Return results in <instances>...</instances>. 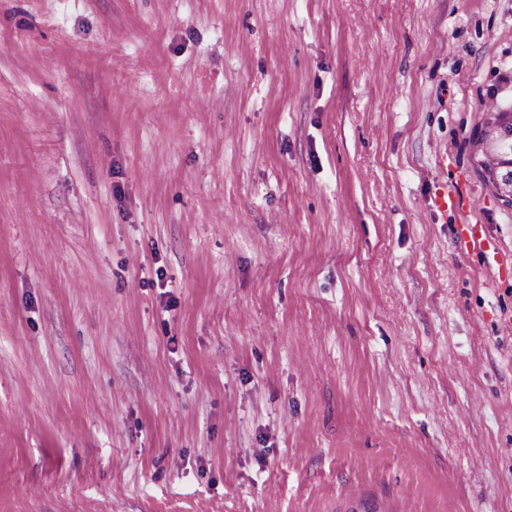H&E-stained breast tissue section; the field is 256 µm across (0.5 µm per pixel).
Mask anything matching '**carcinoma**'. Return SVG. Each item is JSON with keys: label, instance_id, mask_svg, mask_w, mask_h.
I'll return each mask as SVG.
<instances>
[{"label": "carcinoma", "instance_id": "obj_1", "mask_svg": "<svg viewBox=\"0 0 512 512\" xmlns=\"http://www.w3.org/2000/svg\"><path fill=\"white\" fill-rule=\"evenodd\" d=\"M512 113V103L493 96L489 101L484 127L475 140L476 163L487 182L505 181L512 178V123L503 119V114ZM494 134L501 144L498 149L478 148L489 134Z\"/></svg>", "mask_w": 512, "mask_h": 512}]
</instances>
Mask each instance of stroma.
<instances>
[{
	"mask_svg": "<svg viewBox=\"0 0 512 512\" xmlns=\"http://www.w3.org/2000/svg\"><path fill=\"white\" fill-rule=\"evenodd\" d=\"M503 90L512 0H0V512H512ZM488 103L484 127L474 144L476 163L484 178L491 183L495 180L505 181L509 177L512 179V163H509V160H512V123H509L512 120V102L509 104L495 94ZM508 112L510 113L506 120L509 122L503 119V114ZM491 133H494L501 148L479 149V145L485 142L486 137Z\"/></svg>",
	"mask_w": 512,
	"mask_h": 512,
	"instance_id": "obj_1",
	"label": "stroma"
}]
</instances>
